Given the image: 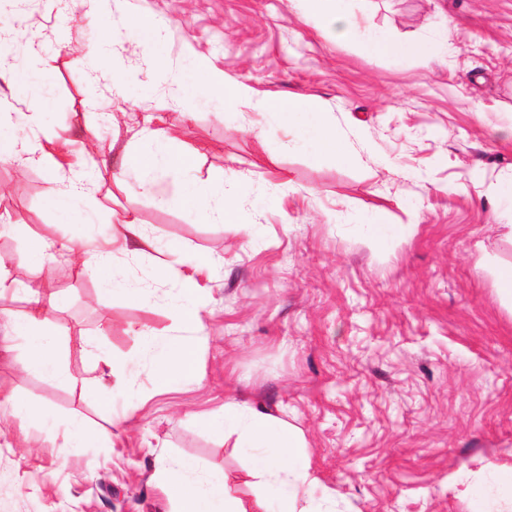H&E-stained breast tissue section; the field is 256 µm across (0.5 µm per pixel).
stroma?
Wrapping results in <instances>:
<instances>
[{
  "label": "stroma",
  "mask_w": 512,
  "mask_h": 512,
  "mask_svg": "<svg viewBox=\"0 0 512 512\" xmlns=\"http://www.w3.org/2000/svg\"><path fill=\"white\" fill-rule=\"evenodd\" d=\"M356 14L419 58H366L302 21V0H111L92 23L37 0L26 35L0 0V35L27 85L0 96V139L20 135L31 100L36 127L71 138L74 169L101 166L81 224L60 223L44 197L53 167L18 171L0 160V276L22 277L15 256L33 239L96 240L111 214L135 213L167 254L117 256L146 306L98 299L93 276L60 263L48 273V317L62 363L86 382L98 350L133 358L130 387L98 408L80 387L22 369L23 349H0V512H173L156 465L194 459L201 471L242 474L250 457L208 426L234 399L299 428L316 479L314 500L335 512H473L475 487L512 470V305L495 273L512 264V0H354ZM148 13L162 40L125 30L99 45L100 26ZM177 65L205 57L258 96H314L360 162H316L285 149L271 112L228 111L198 88L196 117L149 70L153 47ZM138 73L135 81L125 72ZM173 126L193 172L156 176L162 206L143 192L136 157L144 116ZM249 188L232 224H205L173 206L194 178L228 170ZM394 225L375 243V224ZM206 306L200 377L157 388L152 354L136 337H178L165 315L179 275ZM96 338L97 348L82 344ZM16 391L38 408L17 416ZM124 417L122 427L112 416ZM80 418L89 445L64 446Z\"/></svg>",
  "instance_id": "1"
}]
</instances>
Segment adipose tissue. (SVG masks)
Wrapping results in <instances>:
<instances>
[{"label": "adipose tissue", "instance_id": "obj_1", "mask_svg": "<svg viewBox=\"0 0 512 512\" xmlns=\"http://www.w3.org/2000/svg\"><path fill=\"white\" fill-rule=\"evenodd\" d=\"M312 2L308 13L324 15L327 35L355 43L365 56H420L424 53L418 44L400 43L386 35L369 33L353 12L351 0ZM194 74L203 77L210 90L222 94L227 109H251L279 115L288 129V149L304 150L318 162L332 160L344 166L356 164L357 158L343 134L317 99L258 97L249 84L227 80L203 58L192 62L190 73L176 76L181 96L194 95L195 89L190 83ZM147 136L156 148L139 160L145 171L192 166L193 156L176 148V138L169 129L156 127L148 130ZM246 187L245 181L232 175L215 184L186 187L176 204L207 223L230 224L237 218V203L244 196ZM86 188L85 178L80 174L54 178L46 193V203L58 215L60 223H74L72 203L83 196ZM156 247L138 217L127 213L120 217L118 227L103 234L97 246H89L82 239L72 237L58 242L53 250L42 247L20 253L16 263L28 271L40 272L58 258L68 257L76 268L95 276L101 285L100 299H107L118 290L129 303L141 305L148 301L146 289L124 287L115 259L120 253L138 254ZM9 289L24 294L28 304L25 315L20 318L12 317L6 311L0 313V321L5 323L10 334L21 338L25 344L24 370L75 383V376L59 361L55 335L46 319L48 307L54 304L53 297L24 282L9 285L0 282V293ZM176 290L178 299L167 306V318L177 327H202L203 308L198 302L200 288L196 279L190 275L178 277ZM152 369L154 382L161 389L180 379L198 377L197 339L186 336L159 344ZM209 424L219 434L234 437L236 447L264 449V456L247 472L255 497H263L273 490L277 493L276 512H321L320 504L308 495L315 479L304 457V441L297 428L268 413L243 415L241 406L232 403L225 405L222 413L213 415ZM196 470V463L190 459L164 460L158 464L156 471L174 507L173 512H248L237 492L238 475L212 471L200 477Z\"/></svg>", "mask_w": 512, "mask_h": 512}]
</instances>
